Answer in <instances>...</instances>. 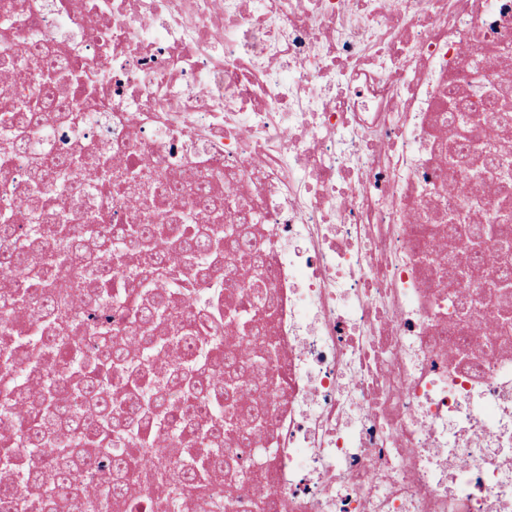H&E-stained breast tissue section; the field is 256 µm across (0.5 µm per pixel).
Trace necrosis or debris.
<instances>
[{
    "instance_id": "1",
    "label": "necrosis or debris",
    "mask_w": 512,
    "mask_h": 512,
    "mask_svg": "<svg viewBox=\"0 0 512 512\" xmlns=\"http://www.w3.org/2000/svg\"><path fill=\"white\" fill-rule=\"evenodd\" d=\"M0 45L65 54L92 96L33 126L54 153L142 156L224 197L270 265L277 345L260 477L236 438L223 512H512V209L495 174L448 191V95L512 142V0H18ZM481 81H473V70ZM497 92L500 110L483 109ZM192 201L111 224H174ZM464 286L461 315L448 312Z\"/></svg>"
}]
</instances>
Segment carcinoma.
I'll return each instance as SVG.
<instances>
[{
	"label": "carcinoma",
	"instance_id": "cac0c4a2",
	"mask_svg": "<svg viewBox=\"0 0 512 512\" xmlns=\"http://www.w3.org/2000/svg\"><path fill=\"white\" fill-rule=\"evenodd\" d=\"M15 52L0 50V83L12 75ZM29 101L5 112L13 132L0 144V185L12 182L9 161L38 112ZM456 135L473 138L468 104L450 102ZM121 168L103 171L108 197L134 208ZM98 210L64 219L60 201L36 193L26 211L0 215V508L8 512H59L77 497L76 472L94 453L112 475L99 489L106 508L139 507L143 495L164 496L173 512L220 509L226 489L224 406H240L242 422L259 414L257 403L241 404L249 389L239 379L260 375L259 360L242 348L224 347V301L250 305L251 285L229 277L212 297L209 314L196 320L175 307L181 295L171 281L185 260V275L205 280L224 258L221 231L211 224H186L169 240L139 244L138 224L101 226ZM231 245L251 249L248 227L232 224ZM136 255L127 278H114L113 251ZM45 302L39 317L29 305ZM206 354L188 366L175 354L187 342ZM187 468L177 476L156 456L160 436ZM135 441L122 458H112L114 440ZM207 442V462L194 448Z\"/></svg>",
	"mask_w": 512,
	"mask_h": 512
}]
</instances>
